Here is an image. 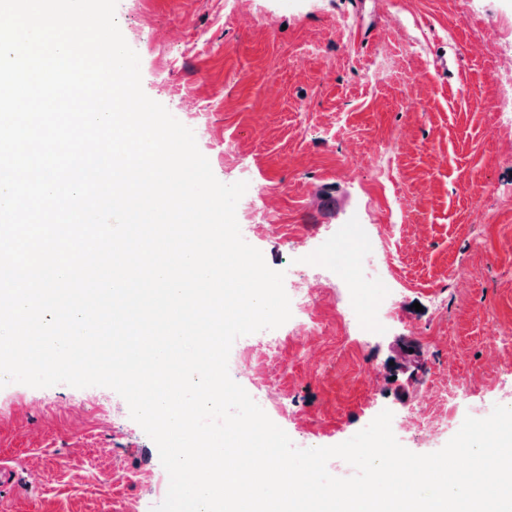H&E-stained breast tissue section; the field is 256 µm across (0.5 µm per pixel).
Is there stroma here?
Masks as SVG:
<instances>
[{"instance_id": "1", "label": "stroma", "mask_w": 512, "mask_h": 512, "mask_svg": "<svg viewBox=\"0 0 512 512\" xmlns=\"http://www.w3.org/2000/svg\"><path fill=\"white\" fill-rule=\"evenodd\" d=\"M471 5L469 17L459 0H118L145 94L202 112L198 148L219 181L247 182L237 220L271 269L363 224L369 248L393 255L395 318L378 335L294 338L261 363L264 411L291 440L334 446L423 399L421 426L397 439L427 454L472 405L512 395V112L496 110L512 88L493 63L512 54L499 37L512 0ZM324 197L336 207L321 220ZM306 258L330 268L320 311L334 319L355 255ZM1 467L19 481L0 512L161 502L158 448L105 387L0 388Z\"/></svg>"}]
</instances>
